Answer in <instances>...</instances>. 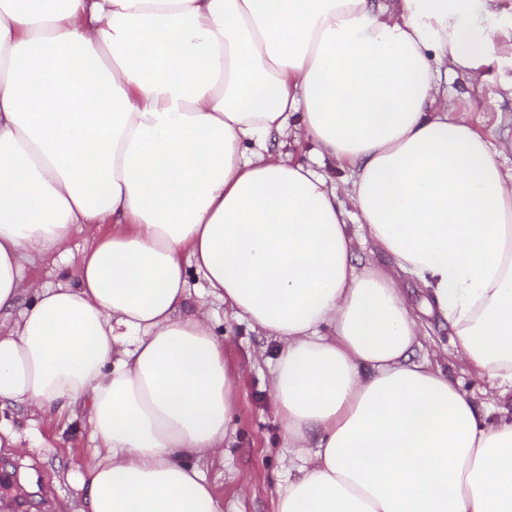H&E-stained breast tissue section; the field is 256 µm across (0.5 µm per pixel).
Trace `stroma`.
Segmentation results:
<instances>
[{
  "mask_svg": "<svg viewBox=\"0 0 512 512\" xmlns=\"http://www.w3.org/2000/svg\"><path fill=\"white\" fill-rule=\"evenodd\" d=\"M485 73L478 89L459 79L449 82L448 97L494 144L512 143V96L504 89L512 82V64L496 62ZM92 235L86 226L75 230L69 255L27 266L26 279L51 287L74 281L79 255ZM409 295L430 361L448 370L466 392L480 394L482 382L452 354L450 326L425 313L419 288H410ZM207 306L213 315L212 329L223 337L224 357L235 373V406L224 454L203 465V475L223 512H275L278 486L297 470L288 462L283 432L274 417L267 363L274 344L247 323L225 317L220 302L211 299ZM4 417L32 448L23 457L0 448V473L17 477L12 489L0 493V512H77L84 495L81 481L94 447L89 426L54 415L33 425L20 409L5 412Z\"/></svg>",
  "mask_w": 512,
  "mask_h": 512,
  "instance_id": "stroma-1",
  "label": "stroma"
}]
</instances>
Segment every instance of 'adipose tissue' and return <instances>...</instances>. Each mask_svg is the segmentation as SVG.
<instances>
[{
    "mask_svg": "<svg viewBox=\"0 0 512 512\" xmlns=\"http://www.w3.org/2000/svg\"><path fill=\"white\" fill-rule=\"evenodd\" d=\"M500 3L0 0V411L83 409L80 512H222L233 376L191 266L277 344L276 512H512V168L448 107ZM103 224L74 283L24 280ZM404 276L489 403L417 359Z\"/></svg>",
    "mask_w": 512,
    "mask_h": 512,
    "instance_id": "1",
    "label": "adipose tissue"
}]
</instances>
